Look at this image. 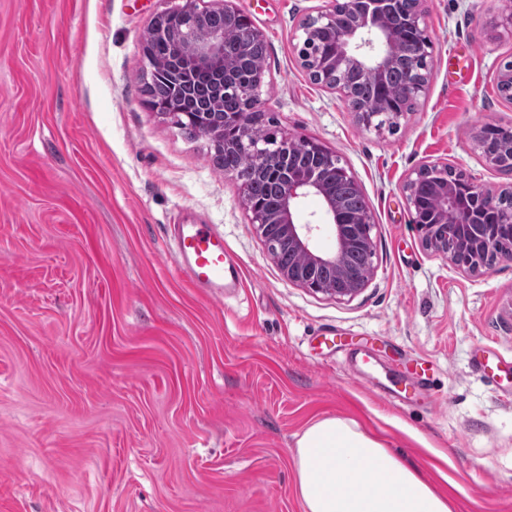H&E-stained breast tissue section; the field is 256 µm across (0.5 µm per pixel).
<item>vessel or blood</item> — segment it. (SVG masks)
<instances>
[{
	"mask_svg": "<svg viewBox=\"0 0 512 512\" xmlns=\"http://www.w3.org/2000/svg\"><path fill=\"white\" fill-rule=\"evenodd\" d=\"M170 230L174 261L192 287L216 298L235 287L237 267L213 225L174 224Z\"/></svg>",
	"mask_w": 512,
	"mask_h": 512,
	"instance_id": "obj_1",
	"label": "vessel or blood"
}]
</instances>
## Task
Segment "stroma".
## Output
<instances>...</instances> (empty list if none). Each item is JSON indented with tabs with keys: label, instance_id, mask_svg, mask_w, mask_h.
I'll list each match as a JSON object with an SVG mask.
<instances>
[{
	"label": "stroma",
	"instance_id": "stroma-1",
	"mask_svg": "<svg viewBox=\"0 0 512 512\" xmlns=\"http://www.w3.org/2000/svg\"><path fill=\"white\" fill-rule=\"evenodd\" d=\"M184 3L0 0V512H303L295 441L328 415L454 512H512V259L470 275L427 251L403 192L433 163L512 184L474 140L512 126L504 0H425L428 86L394 131L300 65L298 26L329 0H233L268 43L262 112L369 204L376 271L349 300L284 278L210 137L147 106L148 29ZM200 223L241 268L220 299L171 254L168 225Z\"/></svg>",
	"mask_w": 512,
	"mask_h": 512
}]
</instances>
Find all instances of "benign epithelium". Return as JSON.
<instances>
[{
	"mask_svg": "<svg viewBox=\"0 0 512 512\" xmlns=\"http://www.w3.org/2000/svg\"><path fill=\"white\" fill-rule=\"evenodd\" d=\"M402 2L331 0L328 9L305 17L298 27V55L309 76H314L320 68H328L332 75L328 86L341 92L358 124L377 131L388 127L391 121L400 122L406 113L391 112L389 103L384 100L361 108L354 106V90L359 81L371 78L383 82L391 70L401 64L405 69L403 96L412 105L425 94L428 84L432 43L425 30L423 0H412V9L396 27L388 18L399 15ZM339 12L349 15L350 23L336 31V54L322 62L316 59L315 36L319 30L334 25ZM213 13L223 14L228 22L241 11L229 5L228 0L205 6L200 5V0H186L181 8L156 15L149 34L152 39L166 42L172 55L183 57L179 69L171 74L172 81L183 92H191L195 75L213 76L211 107L218 112L224 107V45L229 26L209 24L208 18ZM187 28L192 33L193 44L186 55L183 38ZM262 83L260 79L237 87L251 112L260 111ZM488 130L497 131L508 156L487 153V164L495 170L502 169L506 163L512 167V127L486 124L476 135V143H481ZM241 142L250 147L257 170L281 180L279 203L270 211L254 209L247 189H242V195L250 221L263 237L271 256H276L277 248L286 244L302 258L299 265L280 269L282 275L313 293L340 300L354 298L373 277L375 266L371 262L363 273L357 274L347 267V258L355 250L374 255L372 215L367 207L356 213L347 211L336 194L333 188L336 154L324 149L319 164L298 173L292 154L269 155L258 132L246 125L241 129ZM447 168V164L424 165L408 176L404 184L408 205L415 206L424 172ZM452 171L456 178L440 179L431 186L436 200L432 225L420 226L418 231L423 246L432 253L450 260L465 272H482L490 269L489 259L496 255L499 245L512 241V214L498 217L493 226L485 224L483 214L494 212L496 195L457 168ZM308 196L321 200L322 214L318 223L301 224L297 220L298 212ZM324 229L329 231L332 244L326 250H319L314 239ZM325 268L335 269L336 279H323L321 272Z\"/></svg>",
	"mask_w": 512,
	"mask_h": 512,
	"instance_id": "benign-epithelium-1",
	"label": "benign epithelium"
}]
</instances>
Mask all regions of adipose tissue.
Returning <instances> with one entry per match:
<instances>
[{"label": "adipose tissue", "instance_id": "1", "mask_svg": "<svg viewBox=\"0 0 512 512\" xmlns=\"http://www.w3.org/2000/svg\"><path fill=\"white\" fill-rule=\"evenodd\" d=\"M304 512H451L447 496L353 420L328 416L295 443Z\"/></svg>", "mask_w": 512, "mask_h": 512}]
</instances>
